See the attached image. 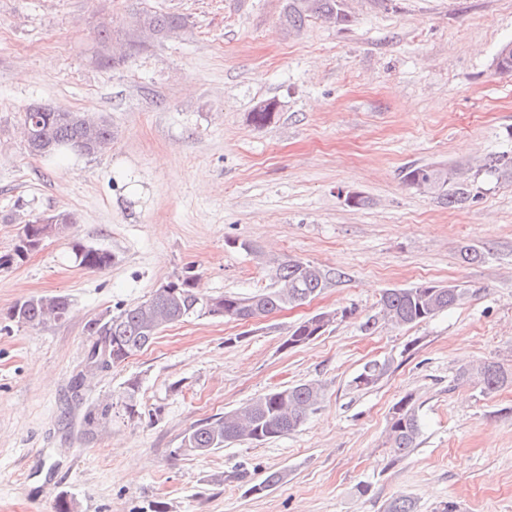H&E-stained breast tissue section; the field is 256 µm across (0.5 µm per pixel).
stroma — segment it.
I'll return each mask as SVG.
<instances>
[{"label":"stroma","instance_id":"35a3bbf8","mask_svg":"<svg viewBox=\"0 0 512 512\" xmlns=\"http://www.w3.org/2000/svg\"><path fill=\"white\" fill-rule=\"evenodd\" d=\"M284 0H0V255L24 224L65 211L75 224L0 269V512H384L406 496L417 512H512V385L486 394L459 383L469 362L512 367V181L449 207L407 188L410 165L512 151V78L495 68L512 41V0H348L343 25L282 23ZM187 20L142 39L143 10ZM139 51L98 64L100 27ZM275 119L250 120L262 101ZM38 102L106 116L111 151L46 161L30 155L20 114ZM365 204L352 207L347 196ZM111 252L92 272L75 244ZM470 245L483 254L469 264ZM339 278L322 294L239 324L200 316L84 383L88 319L147 299L193 268L204 295L275 285L272 258ZM468 289L419 323L377 321L388 288ZM63 295L69 317L36 329L9 321L17 301ZM351 309L311 343L289 330ZM387 375L356 387L365 363ZM138 379L143 414L113 413L84 436L87 405ZM317 382L324 398L295 431L200 457L191 426L274 388ZM411 397L418 445L390 460L393 405ZM282 471L261 495L247 481Z\"/></svg>","mask_w":512,"mask_h":512}]
</instances>
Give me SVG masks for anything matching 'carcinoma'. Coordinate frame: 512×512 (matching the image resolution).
<instances>
[{
  "label": "carcinoma",
  "mask_w": 512,
  "mask_h": 512,
  "mask_svg": "<svg viewBox=\"0 0 512 512\" xmlns=\"http://www.w3.org/2000/svg\"><path fill=\"white\" fill-rule=\"evenodd\" d=\"M333 17L339 23L349 21V14L342 9V0H287L283 14L284 25L289 29L301 28L310 18ZM141 25L158 37H169L186 28L183 17L169 13L144 11ZM496 68L501 73H512V41L498 50ZM269 101L256 106L250 121L265 126L274 118L268 111ZM28 152L47 158L57 154L102 155L112 149L114 132L112 124L89 112L62 110L35 112L25 108L21 115ZM403 182L412 189L429 181L433 188L427 193L449 207L462 206L480 197L481 183L487 178L512 181V153L502 152L484 158L476 165L469 163L449 167L430 165L410 166L403 171ZM75 223L66 212L37 217L24 225L13 252L0 256V268L22 260L37 249L53 232H59ZM74 262L85 269L104 270L112 264V254L104 249L77 244L73 248ZM277 287L248 297L222 294L203 298L194 290V275L184 274L167 282V287L157 288L141 302L128 304L109 313L89 319L85 332L92 343L102 339L110 342L109 359L98 364L93 350H88L86 361L100 371H109L123 364L137 352L149 347L167 327L192 316H217L228 321H241L248 317L268 316L286 305L302 304L318 296L335 278L332 272L297 259H288L276 267ZM468 289L430 288L426 284L410 288L386 290L380 300L381 319L393 326L418 324L430 320L460 304ZM70 302L62 295L31 297L16 302L7 312V318L32 328L67 319ZM310 317L296 324L284 342L286 348L306 345L316 339L318 327ZM387 361L364 365L354 379L358 387H369L380 381L388 372ZM457 377L464 383H474L486 393L512 385V368L498 361L480 360L459 369ZM139 382L130 379L119 395L89 409L84 416L85 434L92 435L95 428L112 419V410L119 408L133 419L140 415ZM324 390L316 382L300 383L283 389H274L257 397L234 412L211 418L191 427L181 440V447L197 455H208L225 444L240 440L267 441L283 436L301 426L321 403ZM422 424L412 399L402 398L393 407L386 428V444L392 460L406 457L414 448L421 434ZM282 471L268 473L260 482L251 485L250 492L261 494L284 482Z\"/></svg>",
  "instance_id": "carcinoma-1"
}]
</instances>
